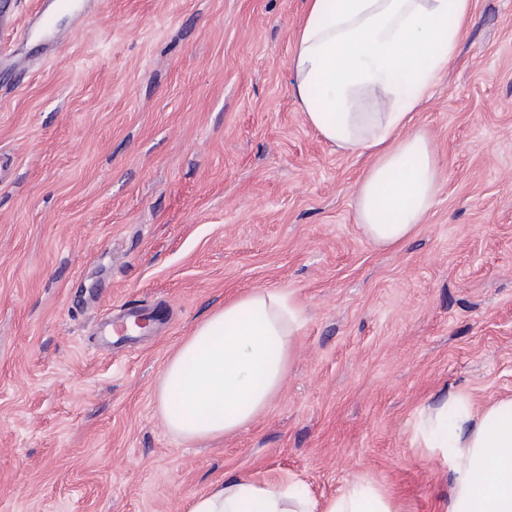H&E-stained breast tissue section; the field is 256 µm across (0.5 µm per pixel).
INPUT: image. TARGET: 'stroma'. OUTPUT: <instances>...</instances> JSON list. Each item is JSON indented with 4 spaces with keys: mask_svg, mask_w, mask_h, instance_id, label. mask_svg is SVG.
I'll list each match as a JSON object with an SVG mask.
<instances>
[{
    "mask_svg": "<svg viewBox=\"0 0 512 512\" xmlns=\"http://www.w3.org/2000/svg\"><path fill=\"white\" fill-rule=\"evenodd\" d=\"M305 0H91L56 49L0 29V512H188L227 476L315 497L366 477L440 512L423 406L512 396V0L473 22L417 116L437 202L402 247L354 217L366 155L291 94ZM289 293L305 322L279 396L211 440L167 431L170 356L226 298ZM152 316L133 345L106 325Z\"/></svg>",
    "mask_w": 512,
    "mask_h": 512,
    "instance_id": "stroma-1",
    "label": "stroma"
}]
</instances>
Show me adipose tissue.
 <instances>
[{
    "instance_id": "obj_1",
    "label": "adipose tissue",
    "mask_w": 512,
    "mask_h": 512,
    "mask_svg": "<svg viewBox=\"0 0 512 512\" xmlns=\"http://www.w3.org/2000/svg\"><path fill=\"white\" fill-rule=\"evenodd\" d=\"M472 0H307L290 56L291 92L305 124L345 154H369L355 218L374 245L415 233L438 193V156L416 124L473 19ZM303 326L289 294L255 289L199 322L170 357L157 387L166 427L185 440L233 434L281 391ZM418 447L448 467L442 512H512V397L475 408L459 390L423 408ZM189 512H399L373 481L357 478L319 499L291 477L230 478Z\"/></svg>"
}]
</instances>
